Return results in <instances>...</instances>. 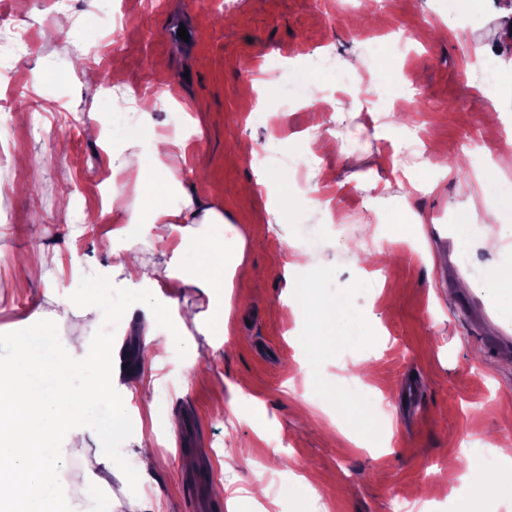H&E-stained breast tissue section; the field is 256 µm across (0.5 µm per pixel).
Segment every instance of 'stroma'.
<instances>
[{"mask_svg":"<svg viewBox=\"0 0 512 512\" xmlns=\"http://www.w3.org/2000/svg\"><path fill=\"white\" fill-rule=\"evenodd\" d=\"M74 3L70 20L81 34L40 40L36 53L16 60L42 125L40 133L0 140V361L13 356L32 300L53 313L87 293V273L108 275L112 138H72L62 115L82 114L96 126L117 112L136 124L121 93L86 82L87 72L111 73L113 57L143 83L172 91L174 103H156L158 119L174 128L185 112L202 119L187 163L205 162L209 178L186 177L183 187L223 207L252 270L234 284L225 334L197 337V349L160 317L153 336L160 362L148 393L154 414L130 415L113 435L118 473L101 512H193L200 492L212 512H392L398 499L430 512L455 504L512 512V500L489 491L476 497L466 485L477 467L473 449L512 445V344L501 341L512 334V302L483 282L488 268L512 263V238L503 235L512 212L497 224L460 213L469 197L496 192L477 180L491 158L485 114L496 99L494 85L477 84L497 70L482 51L498 39L490 0L460 10L451 24L447 0H387L375 12L360 9L359 0H239L230 14L222 0H163L149 12L141 0ZM181 26L195 32V42L173 40ZM322 54L333 64L305 83L307 59ZM354 68L369 77L365 109L331 122L315 94H350L343 76ZM259 76L267 81L263 95L241 94ZM315 126L336 131L334 154L310 155L306 134ZM409 137L427 140L428 158L447 174L438 191L414 192L406 211V185L427 176L422 164L397 169L394 152ZM236 139L248 141L249 152L234 151ZM21 158L39 178L19 191ZM309 160L334 169L345 185L332 203L336 221L311 202L298 169ZM262 174L272 185L288 182L291 206L278 216L268 194L242 190ZM73 189L83 205L77 216L60 208ZM415 211L433 223L412 224ZM353 242L358 250H350ZM379 242L396 253L383 281L361 260ZM295 246L308 250L311 266L287 283L281 269ZM53 247L62 252V270L29 280L15 274L16 255L35 265ZM315 269L328 275L322 306H342L365 321L359 342L340 329L327 352L309 346L315 324L289 303ZM134 303V289H110L101 311L56 321L57 346L110 344L128 358L135 342L124 323ZM408 377L419 386L412 404L400 396ZM332 386L337 394H329ZM172 414L183 421L173 437L165 432ZM143 432L151 433L158 462L145 475L136 446ZM97 445L91 434L71 442L56 469L68 512H86L82 458ZM186 457L193 468H184Z\"/></svg>","mask_w":512,"mask_h":512,"instance_id":"obj_1","label":"stroma"}]
</instances>
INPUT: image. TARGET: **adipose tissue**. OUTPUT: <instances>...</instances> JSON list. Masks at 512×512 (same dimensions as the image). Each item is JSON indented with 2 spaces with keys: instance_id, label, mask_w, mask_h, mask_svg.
<instances>
[{
  "instance_id": "adipose-tissue-1",
  "label": "adipose tissue",
  "mask_w": 512,
  "mask_h": 512,
  "mask_svg": "<svg viewBox=\"0 0 512 512\" xmlns=\"http://www.w3.org/2000/svg\"><path fill=\"white\" fill-rule=\"evenodd\" d=\"M136 126L125 132L124 149L151 144L149 160L131 165L123 155L112 157V273L137 293L142 315L127 328L132 335L151 336L155 307L178 306L177 294L186 288L212 291L215 301L205 319L176 317L181 335L220 336L231 304L224 298L234 280L244 279L242 262L224 263L223 211L182 193L187 139L170 134L151 113L150 100L141 99ZM144 226L169 259L146 269L139 260L133 235L126 227ZM209 225L201 233L200 225ZM32 320L41 324L38 338L21 335L14 357L0 364V505L8 512H60L53 478L61 456L60 441L87 432L110 436L120 431L125 407L119 400L120 378L141 387L156 359L143 354L134 368L121 373L112 347L83 353L55 345V326L39 301H32ZM84 374L74 385L75 374Z\"/></svg>"
}]
</instances>
